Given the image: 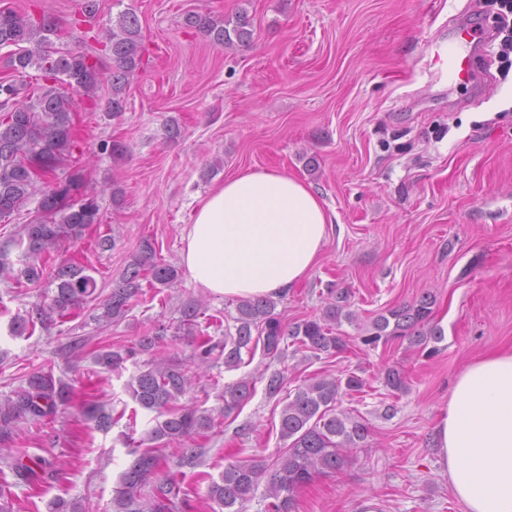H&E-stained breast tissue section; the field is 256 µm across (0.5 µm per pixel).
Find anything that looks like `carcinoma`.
I'll return each instance as SVG.
<instances>
[{
    "label": "carcinoma",
    "mask_w": 512,
    "mask_h": 512,
    "mask_svg": "<svg viewBox=\"0 0 512 512\" xmlns=\"http://www.w3.org/2000/svg\"><path fill=\"white\" fill-rule=\"evenodd\" d=\"M184 21L186 26L225 47L244 46L253 35L252 20L245 10L231 19L191 12ZM60 33L59 24L49 18L0 10V49L13 48L8 66L22 78L30 69L37 71L35 81L29 84L12 82L10 109L0 108V222L37 202L33 219L22 226L18 239L13 241V246L21 250L20 267L14 268L9 260V246L0 248L3 280L39 282L47 274L48 259L61 249L63 242L81 239L92 225L101 223L100 206L91 205L97 197L89 201L88 194L82 192L83 152L74 135V95L95 98L103 84L109 83V103L116 116L124 111L125 88L142 64L140 21L131 10L121 13L106 31L112 60L108 67L98 57L56 47L55 39ZM34 161L41 164L43 174L54 176L58 187L42 185L40 177L29 169ZM59 170L65 175H56ZM52 272L55 290L50 302L35 308L33 314L12 317L10 336H23L35 323L43 325L57 316L63 318L94 300L100 310L96 320L106 326L117 324L127 317L131 300L141 293V280H148L155 288H171L179 279L178 269L166 262L147 239L112 291L100 301L95 295L97 280L87 268L61 264ZM434 305L435 296L426 293L411 303L389 309L374 320L372 332L362 338L363 344L376 347L382 341L403 338L412 346L425 348L441 340L442 329L433 322ZM276 307L277 301L271 297L238 300L234 328L224 330L225 368H238L244 363L242 353L253 356L259 349L273 359L282 357L290 346L316 358L345 350V337L336 326L343 318L349 322L355 319V314L347 310V295L328 290L320 317L293 324L284 323L275 313ZM203 310L200 301L186 303L174 335L167 336V329L160 327L155 334L140 337L136 352L103 346L95 353L96 362L112 370L137 352L147 355L143 368L132 378L131 388L139 406L159 417L147 432V440L155 446L139 452L121 476L117 512H179L180 486L160 474L162 451H170L181 462L194 459L180 448L181 442L214 428L217 417L226 418L240 410L255 391L254 377L225 385L224 408L217 417L195 404L177 405L194 377L160 348L167 340L184 336L193 347L197 368L206 366L215 345L203 335L198 322ZM382 382L393 393L407 390L405 377L395 367L384 372ZM366 386L367 381L354 372L344 378L319 376L298 386L281 411L279 433L286 448L272 467L254 460L226 464L219 480L207 485L208 500L225 512H240L264 479L265 512H293L298 489L317 475L341 469L346 452L366 443L368 423L341 409L343 396L362 393ZM74 397L72 385L49 372L35 371L27 375L24 385L0 399V456L12 460L17 481L34 486L54 478L45 461L28 463L21 449L14 447L18 424H48L60 407L73 404ZM82 413L100 431H107L114 424L112 415L99 405H84Z\"/></svg>",
    "instance_id": "cac0c4a2"
}]
</instances>
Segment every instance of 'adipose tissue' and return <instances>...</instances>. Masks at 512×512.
Returning <instances> with one entry per match:
<instances>
[{
	"label": "adipose tissue",
	"mask_w": 512,
	"mask_h": 512,
	"mask_svg": "<svg viewBox=\"0 0 512 512\" xmlns=\"http://www.w3.org/2000/svg\"><path fill=\"white\" fill-rule=\"evenodd\" d=\"M331 222L311 185L249 169L199 201L182 237L181 266L217 295L276 297L305 279ZM436 445L467 512H512V352L477 359L455 379Z\"/></svg>",
	"instance_id": "adipose-tissue-1"
}]
</instances>
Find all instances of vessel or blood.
<instances>
[{"label": "vessel or blood", "instance_id": "vessel-or-blood-1", "mask_svg": "<svg viewBox=\"0 0 512 512\" xmlns=\"http://www.w3.org/2000/svg\"><path fill=\"white\" fill-rule=\"evenodd\" d=\"M480 39L478 32L462 25L447 38L436 41L430 58L434 75L460 87L472 84L475 78L472 50Z\"/></svg>", "mask_w": 512, "mask_h": 512}]
</instances>
